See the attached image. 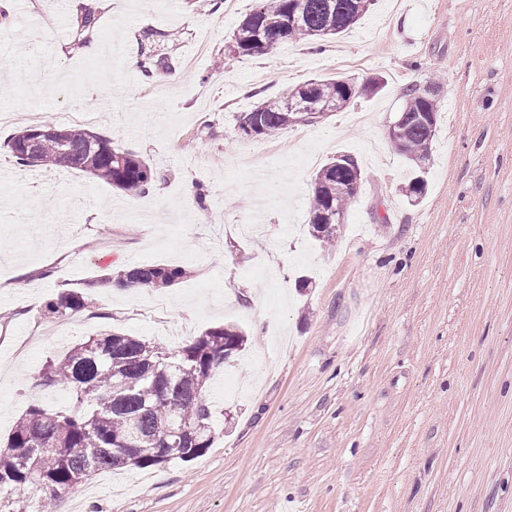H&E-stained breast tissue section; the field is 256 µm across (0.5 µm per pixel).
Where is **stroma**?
Here are the masks:
<instances>
[{"label":"stroma","mask_w":512,"mask_h":512,"mask_svg":"<svg viewBox=\"0 0 512 512\" xmlns=\"http://www.w3.org/2000/svg\"><path fill=\"white\" fill-rule=\"evenodd\" d=\"M22 2L0 14V112L18 115L0 124V444L30 404L70 405L38 378L79 340L172 351L223 324L248 338L211 384L212 448L99 473L59 512H512V0H376L320 48L241 58L225 49L256 0ZM92 40L122 50L86 55ZM146 42L165 59L150 78ZM372 77L377 93L317 124L235 133L283 86ZM412 84L441 106L415 203L386 134ZM83 110L157 171L148 194L13 161L25 113L69 126ZM339 154L362 182L326 244L308 204ZM143 263L191 274L45 318L59 292Z\"/></svg>","instance_id":"1"}]
</instances>
